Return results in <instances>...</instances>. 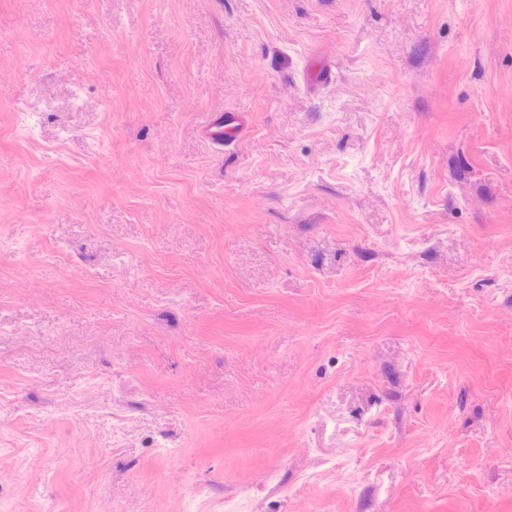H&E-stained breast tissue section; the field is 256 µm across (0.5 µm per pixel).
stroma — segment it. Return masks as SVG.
I'll return each instance as SVG.
<instances>
[{
  "label": "stroma",
  "mask_w": 512,
  "mask_h": 512,
  "mask_svg": "<svg viewBox=\"0 0 512 512\" xmlns=\"http://www.w3.org/2000/svg\"><path fill=\"white\" fill-rule=\"evenodd\" d=\"M0 512H512V0H0ZM247 125V116L242 112H218L201 126L200 131L204 140L221 150L224 148V142L239 141Z\"/></svg>",
  "instance_id": "stroma-1"
}]
</instances>
